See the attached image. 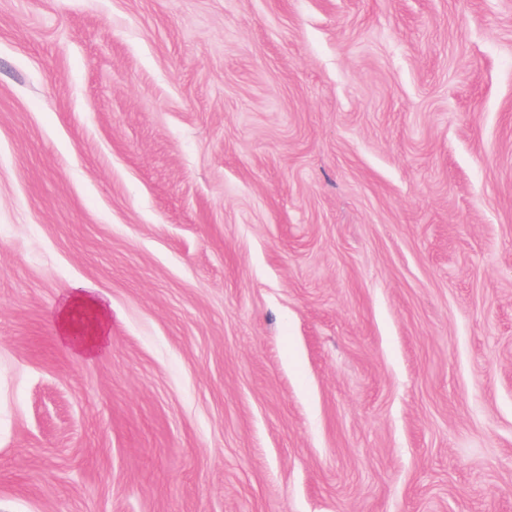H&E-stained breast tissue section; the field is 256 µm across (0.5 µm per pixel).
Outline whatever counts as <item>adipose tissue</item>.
<instances>
[{
	"label": "adipose tissue",
	"mask_w": 512,
	"mask_h": 512,
	"mask_svg": "<svg viewBox=\"0 0 512 512\" xmlns=\"http://www.w3.org/2000/svg\"><path fill=\"white\" fill-rule=\"evenodd\" d=\"M109 308L97 288L74 287L55 311V327L60 340L79 355L96 357L108 342Z\"/></svg>",
	"instance_id": "ef3b65f1"
}]
</instances>
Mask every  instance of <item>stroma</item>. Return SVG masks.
Masks as SVG:
<instances>
[{
	"label": "stroma",
	"instance_id": "1",
	"mask_svg": "<svg viewBox=\"0 0 512 512\" xmlns=\"http://www.w3.org/2000/svg\"><path fill=\"white\" fill-rule=\"evenodd\" d=\"M0 512H512V0H0ZM85 310L98 317V325L91 336L81 341L72 335L75 330L73 318ZM109 323V307L97 288L90 284L74 287L55 311V327L60 340L86 358L96 357L107 345Z\"/></svg>",
	"mask_w": 512,
	"mask_h": 512
}]
</instances>
